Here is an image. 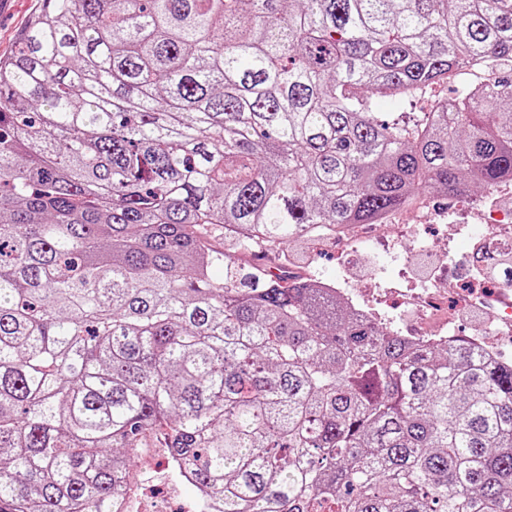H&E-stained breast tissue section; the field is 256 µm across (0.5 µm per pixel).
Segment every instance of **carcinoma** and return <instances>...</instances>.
I'll use <instances>...</instances> for the list:
<instances>
[{
    "label": "carcinoma",
    "instance_id": "carcinoma-1",
    "mask_svg": "<svg viewBox=\"0 0 512 512\" xmlns=\"http://www.w3.org/2000/svg\"><path fill=\"white\" fill-rule=\"evenodd\" d=\"M506 177L512 0H40L0 56V512H121L149 438L217 512H512V362L288 262ZM455 86H457V83H451L448 86L436 87L425 94L404 95L396 98L375 96L373 98V111L378 112V117L381 120H390L398 115H403L405 120L413 119L420 115L417 112H426L438 96L452 97ZM400 112L406 113L401 114Z\"/></svg>",
    "mask_w": 512,
    "mask_h": 512
}]
</instances>
